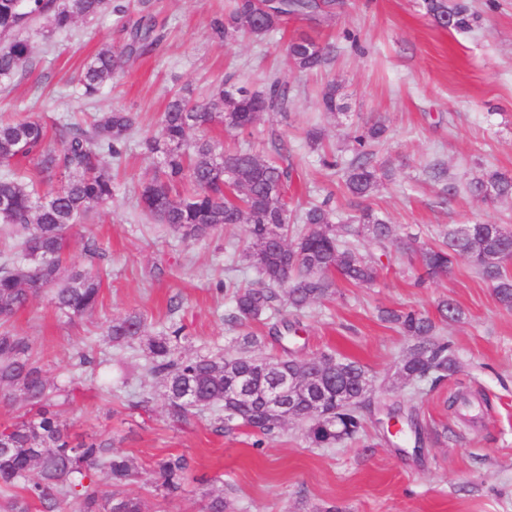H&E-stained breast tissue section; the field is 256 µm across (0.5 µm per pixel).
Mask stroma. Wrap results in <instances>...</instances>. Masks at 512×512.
<instances>
[{
  "mask_svg": "<svg viewBox=\"0 0 512 512\" xmlns=\"http://www.w3.org/2000/svg\"><path fill=\"white\" fill-rule=\"evenodd\" d=\"M122 2L127 16L108 10L66 33L31 24L22 35L33 48L32 61L11 85L0 86V119L6 121L30 117L50 127L112 110L137 118L111 203L71 232L74 263L108 273L98 307L71 321L40 299L14 321L57 380H67L82 354L95 361L110 358L113 369L129 375L128 387L109 399L94 382L80 384L74 402L62 409L72 440L111 435L116 451L141 468L127 492L144 502L145 512H205L204 493L211 489L223 490L230 512H512V307L501 305L467 263L448 275L427 277L418 264L386 257L373 285L337 281L334 296L300 317L305 356L337 353L381 378L410 340L381 322L379 309L411 308L433 316L444 299L460 307L462 320L439 330L454 348L458 374L434 388L409 383L376 390V405L416 407L422 447L404 454L385 441L371 416L355 440L333 448L310 446L299 419L259 448L252 430L216 431L207 412L188 424H172L160 383L143 368L141 350L100 341L112 319L137 313L152 335L180 326L186 355L236 352L251 331L265 338L253 355L281 356L268 335L272 319L246 327L227 320V282L246 285L256 278L241 257L246 225L185 241L142 214L136 189L154 173L142 141L158 132L173 94L200 101L212 83L225 78L263 86L283 68L285 45L300 33L334 45L330 64L318 74L295 73L287 113L262 116L242 137L259 153L271 134L282 137L298 165L289 198L329 196L340 218L352 214L339 177L323 167L305 133L322 127L326 143L340 147L358 124L378 122L386 126L387 138L375 160L387 163L392 176L372 204L400 232L431 239L453 224L512 226V199L483 203L466 190L479 166L512 174V0H459L479 15L468 31L439 26L423 0H340L332 22L293 19L262 40L229 44L213 39L210 30L229 0H151L162 42L150 55L127 62L95 99H83V64L103 45L121 46L126 17L139 12V0ZM332 79L345 107L336 116L319 106L320 89ZM90 239L99 244L92 257L84 250ZM458 389L485 399L481 419L470 421L462 408H449L448 397ZM170 453L186 454L195 478L179 496L165 500L155 491L153 465Z\"/></svg>",
  "mask_w": 512,
  "mask_h": 512,
  "instance_id": "stroma-1",
  "label": "stroma"
}]
</instances>
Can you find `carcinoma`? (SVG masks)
<instances>
[{"label":"carcinoma","instance_id":"obj_1","mask_svg":"<svg viewBox=\"0 0 512 512\" xmlns=\"http://www.w3.org/2000/svg\"><path fill=\"white\" fill-rule=\"evenodd\" d=\"M435 22L448 29H467L470 15L449 0H425ZM335 0H234L231 10L211 22L212 36L231 41L239 36L259 40L292 18L313 19L333 11ZM126 14L112 0H0V83H8L29 66L32 47L20 35L31 23L45 20L52 30L66 32L79 21L106 9ZM151 4L141 2V15L126 21V41L120 48L105 46L89 58L81 71L82 95L97 96L134 57L152 52L160 42ZM332 44L299 36L286 46V69L267 78L262 90L213 84L209 98L194 102L176 94L167 102L158 134L145 138L155 160L154 175L139 183L138 205L157 223L185 240H198L235 224L248 226L244 258L259 283L238 286L232 292L231 321L245 325L286 309L298 313L335 294L336 278L355 285H371L379 260L361 254L353 240L364 238L388 254L395 251L418 262L429 276L448 272L464 259L494 288L499 302L512 307V274L506 267L512 255V231L500 224H465L466 232L451 226L435 244L416 235L401 236L396 225L377 211L370 199L379 185L381 170L374 163V148L384 141L385 129L364 124L355 129L343 151L346 162L323 158L325 167L338 171L355 213L346 222L335 221L330 197L289 208L288 187L296 165L284 142L270 141V153L249 148H224L201 136L189 138L193 128L214 122L236 138L248 132L265 113L286 112L293 95L289 72H316L329 61ZM336 83L320 95L321 108L336 114L344 110ZM136 129L129 112L114 110L93 118L85 128L58 123L53 137L37 119L0 121V232L18 240L19 257L0 260V402L18 398L30 413L0 429V512H29V502L43 512H144L142 501L124 494L139 475L134 460L112 448L110 438L73 443L61 407L73 398V388L47 376L29 337L11 328L14 316L41 297L70 320L95 311L102 274L77 266L68 253L73 226L93 210L112 201V174L100 166L109 157L119 165L127 140ZM57 185L45 192L46 182ZM483 201L512 198V176L484 170L466 185ZM439 319L416 310L382 309L381 321L394 325L411 340L407 353L394 365L389 381L440 384L459 372L448 341L438 337V323L456 322L462 311L443 300ZM182 330L151 336L144 318L129 313L115 319L103 332L112 347L139 345L145 370L163 387L168 416L185 423L199 411L215 413L222 428L252 429L260 439L273 436L285 421L268 417L261 397L235 400L226 387L237 377L253 378L256 387L273 381L258 372L264 362L313 377L312 398L327 415L307 418L306 438L311 445L330 448L355 438L365 417L376 410L374 379L357 361L332 353L317 358H257L222 352L186 356L179 341ZM157 490L164 499L177 496L192 478L190 459L184 455L155 462Z\"/></svg>","mask_w":512,"mask_h":512}]
</instances>
